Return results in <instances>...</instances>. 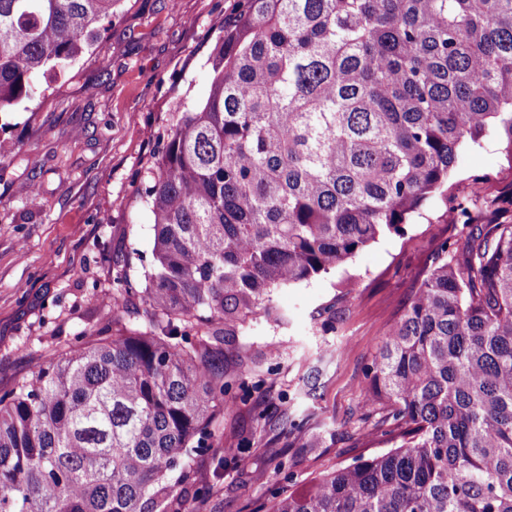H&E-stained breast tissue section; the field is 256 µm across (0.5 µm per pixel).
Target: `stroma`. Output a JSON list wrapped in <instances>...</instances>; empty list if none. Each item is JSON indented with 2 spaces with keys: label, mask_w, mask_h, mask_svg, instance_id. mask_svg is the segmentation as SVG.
Here are the masks:
<instances>
[{
  "label": "stroma",
  "mask_w": 512,
  "mask_h": 512,
  "mask_svg": "<svg viewBox=\"0 0 512 512\" xmlns=\"http://www.w3.org/2000/svg\"><path fill=\"white\" fill-rule=\"evenodd\" d=\"M237 0H118L93 49L40 92L0 113L18 156L0 163V387L41 356L91 331L117 266L142 280L153 226L135 206L142 167L175 99H203L207 59ZM512 191V151L497 133L469 146L403 235L379 238L342 266L277 289L283 321L262 319L225 339L227 365L245 359L249 393L219 430L238 453L205 448L194 466L202 512H260L272 492L385 446L382 406L365 402L377 343L442 242L466 233L448 210L473 194Z\"/></svg>",
  "instance_id": "obj_1"
}]
</instances>
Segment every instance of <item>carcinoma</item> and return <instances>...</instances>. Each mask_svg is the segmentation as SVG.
<instances>
[{"instance_id": "cac0c4a2", "label": "carcinoma", "mask_w": 512, "mask_h": 512, "mask_svg": "<svg viewBox=\"0 0 512 512\" xmlns=\"http://www.w3.org/2000/svg\"><path fill=\"white\" fill-rule=\"evenodd\" d=\"M116 0H0V112L65 71ZM206 98L177 99L136 194L146 286L0 387V512H197L196 449L232 384L224 337L272 294L402 235L463 149L512 150V0H244ZM512 197L468 227L378 343L366 403L391 447L264 512H512Z\"/></svg>"}]
</instances>
